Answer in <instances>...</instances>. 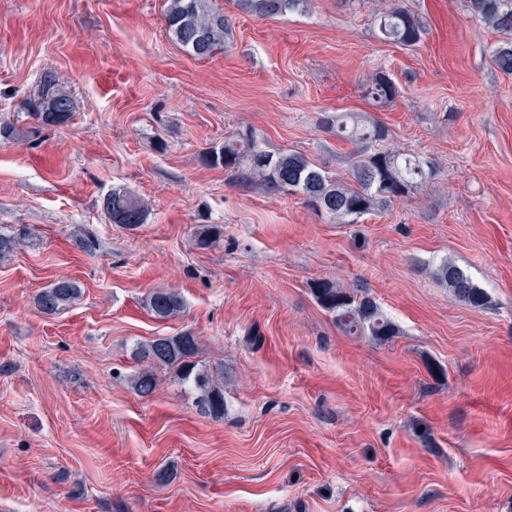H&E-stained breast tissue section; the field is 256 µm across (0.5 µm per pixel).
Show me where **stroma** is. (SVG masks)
Returning a JSON list of instances; mask_svg holds the SVG:
<instances>
[{
	"instance_id": "stroma-1",
	"label": "stroma",
	"mask_w": 512,
	"mask_h": 512,
	"mask_svg": "<svg viewBox=\"0 0 512 512\" xmlns=\"http://www.w3.org/2000/svg\"><path fill=\"white\" fill-rule=\"evenodd\" d=\"M232 34L196 59L172 42L167 0H0V512H512V75L502 33L466 0H401L423 22L378 37L392 0H310L258 17L216 0ZM72 91L70 124L31 115L45 72ZM389 73L398 94L364 86ZM327 112L383 123L389 147L431 161L429 184L354 224L231 179L201 155L252 131L263 150L348 175ZM140 197L131 230L102 208ZM213 237L200 245L198 232ZM91 233L92 250L77 238ZM449 260L488 294L473 308L432 275ZM82 288L53 315L36 295ZM366 291L396 325L344 335L311 293ZM181 292L161 321L147 299ZM190 332L224 371V415L133 345ZM377 27L386 39L405 47L417 45L425 33L418 15L399 4L378 14ZM368 88L367 96L378 104L392 101L397 93L392 79L383 71L372 76ZM102 206L112 224L127 228H137L140 224H145L147 208L141 200L123 189H113L104 198Z\"/></svg>"
}]
</instances>
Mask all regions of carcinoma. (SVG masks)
<instances>
[{"label": "carcinoma", "instance_id": "1", "mask_svg": "<svg viewBox=\"0 0 512 512\" xmlns=\"http://www.w3.org/2000/svg\"><path fill=\"white\" fill-rule=\"evenodd\" d=\"M237 2L245 12L271 17L297 11L305 7L307 0ZM468 7L491 27L512 33V0H468ZM165 19L168 36L189 55L207 59L224 52L231 29L224 9L217 7L215 0H168ZM377 27L386 39L405 47L417 45L425 33L418 15L399 4L378 14ZM493 61L501 71L512 74V42L496 48ZM41 88V101L33 104L34 117L44 126L69 124L75 115L71 94L50 75L41 79ZM396 93L388 74L379 71L372 76L367 96L374 102H390ZM321 123L325 129L357 145L351 156L349 177L343 181L333 178L301 153L261 149L251 133L224 139L220 148L204 152L201 160L207 166L224 168L240 183L257 184L268 194L298 195L311 209L346 224H355L362 216L422 189L437 175L432 163L381 147L388 141L389 131L377 121H367L355 113H336L324 115ZM102 206L112 223L127 228H136L147 218V208L141 200L120 188L112 190ZM25 241L24 235L0 234V259L14 253ZM434 276L458 301L473 308L486 305L487 294L456 264L441 262ZM312 292L318 303L334 314L343 333L378 341L395 335L394 323L370 297L331 281L316 283ZM80 296L78 283L60 279L39 293L35 304L41 312L53 314ZM148 306L158 319L168 320L183 310L184 300L174 289H157L150 294ZM197 352L198 339L190 332L135 344L132 357L146 367L130 377L133 389L142 397L151 395L158 386L155 367H176L182 381L200 391L196 401L199 413L215 418L224 416V390L197 369L193 361Z\"/></svg>", "mask_w": 512, "mask_h": 512}]
</instances>
